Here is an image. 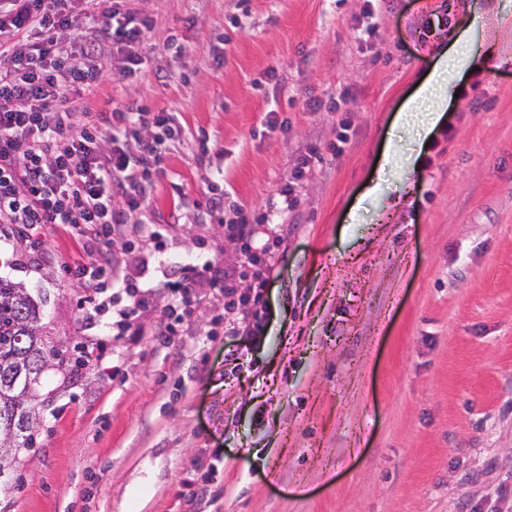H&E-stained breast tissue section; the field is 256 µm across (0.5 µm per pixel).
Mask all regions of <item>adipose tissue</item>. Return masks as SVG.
I'll return each instance as SVG.
<instances>
[{
    "label": "adipose tissue",
    "instance_id": "ef3b65f1",
    "mask_svg": "<svg viewBox=\"0 0 512 512\" xmlns=\"http://www.w3.org/2000/svg\"><path fill=\"white\" fill-rule=\"evenodd\" d=\"M467 31H460L452 44L438 56L430 78L423 82L414 98L406 105L405 113L414 117L423 132H430L451 104V88L464 73L486 69L491 53L466 50Z\"/></svg>",
    "mask_w": 512,
    "mask_h": 512
}]
</instances>
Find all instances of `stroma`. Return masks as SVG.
Masks as SVG:
<instances>
[{"label":"stroma","instance_id":"obj_1","mask_svg":"<svg viewBox=\"0 0 512 512\" xmlns=\"http://www.w3.org/2000/svg\"><path fill=\"white\" fill-rule=\"evenodd\" d=\"M467 1L132 0L154 20L143 64L109 67L93 107L183 128L132 216L166 233L113 243L122 288L71 281L84 252L63 225L35 251L0 243L48 344L109 361L45 372L8 512H512V0ZM458 28L505 62L461 80L422 144L398 114ZM218 176L222 220L198 223ZM239 207L262 289L227 226ZM206 262L249 302L226 312L203 283L157 342L169 281ZM129 285L151 293L136 340L112 325Z\"/></svg>","mask_w":512,"mask_h":512}]
</instances>
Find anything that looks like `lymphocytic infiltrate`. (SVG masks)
<instances>
[{"label": "lymphocytic infiltrate", "mask_w": 512, "mask_h": 512, "mask_svg": "<svg viewBox=\"0 0 512 512\" xmlns=\"http://www.w3.org/2000/svg\"><path fill=\"white\" fill-rule=\"evenodd\" d=\"M152 27L129 0H0V239L27 241L41 225H67L91 243L68 269L88 285L112 272L114 232L163 236L161 225L144 229L131 215L180 126L160 115L162 137L142 138V106L90 105L111 61L138 71ZM64 30L74 31L72 41H61ZM105 139L111 152L101 150Z\"/></svg>", "instance_id": "obj_1"}]
</instances>
